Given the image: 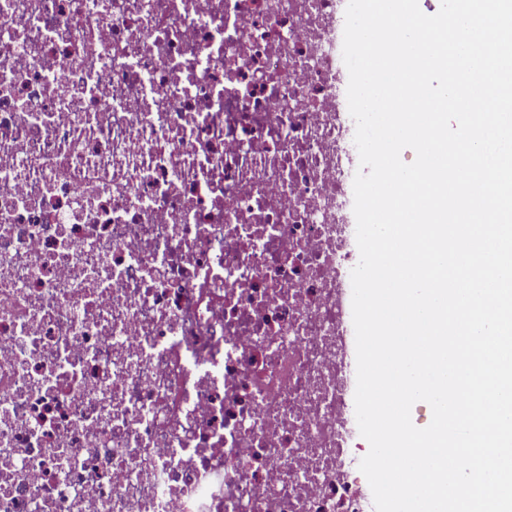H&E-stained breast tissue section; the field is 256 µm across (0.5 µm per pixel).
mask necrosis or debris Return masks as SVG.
<instances>
[{"label": "necrosis or debris", "mask_w": 512, "mask_h": 512, "mask_svg": "<svg viewBox=\"0 0 512 512\" xmlns=\"http://www.w3.org/2000/svg\"><path fill=\"white\" fill-rule=\"evenodd\" d=\"M341 0H0V512H366Z\"/></svg>", "instance_id": "obj_1"}]
</instances>
